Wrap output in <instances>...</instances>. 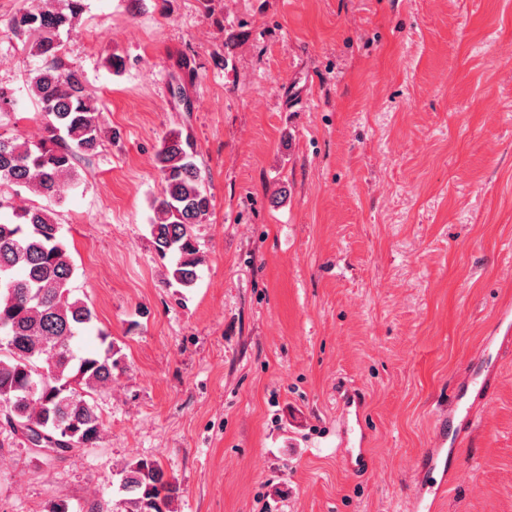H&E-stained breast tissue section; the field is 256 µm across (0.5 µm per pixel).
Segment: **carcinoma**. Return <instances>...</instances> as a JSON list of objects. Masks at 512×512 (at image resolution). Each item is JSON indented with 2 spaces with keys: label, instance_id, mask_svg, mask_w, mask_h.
<instances>
[{
  "label": "carcinoma",
  "instance_id": "carcinoma-1",
  "mask_svg": "<svg viewBox=\"0 0 512 512\" xmlns=\"http://www.w3.org/2000/svg\"><path fill=\"white\" fill-rule=\"evenodd\" d=\"M12 21L32 56L42 60L27 90L43 117V134L30 140L0 133V411L37 448L62 456L97 439L98 400L107 394L118 350L80 356L72 342L96 318L75 294L76 267L53 205L77 184V163L98 152L102 130L96 98L82 72L62 60L60 36L72 28L83 0H37ZM190 134L172 130L155 152L163 188L151 201L150 235L156 253L171 257L170 276L195 285L203 263L195 227L213 207ZM44 205L17 203L18 189ZM121 498L112 512H173L180 486L160 462L140 458L119 472Z\"/></svg>",
  "mask_w": 512,
  "mask_h": 512
}]
</instances>
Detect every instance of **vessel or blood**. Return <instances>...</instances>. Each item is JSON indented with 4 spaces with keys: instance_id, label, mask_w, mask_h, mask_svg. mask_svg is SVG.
Listing matches in <instances>:
<instances>
[{
    "instance_id": "1",
    "label": "vessel or blood",
    "mask_w": 512,
    "mask_h": 512,
    "mask_svg": "<svg viewBox=\"0 0 512 512\" xmlns=\"http://www.w3.org/2000/svg\"><path fill=\"white\" fill-rule=\"evenodd\" d=\"M494 382L493 370L473 368L463 375L448 402L446 411L435 417L433 443L424 449L418 466L432 474L448 464V450L457 446L463 434L472 431L477 417V408L484 401ZM361 394L347 392L341 399L336 426V445L349 464L350 471L368 468L369 460L364 451L365 437L353 422L352 408L358 405ZM441 489L438 481L432 480L415 492L409 502V512H432L434 495Z\"/></svg>"
}]
</instances>
